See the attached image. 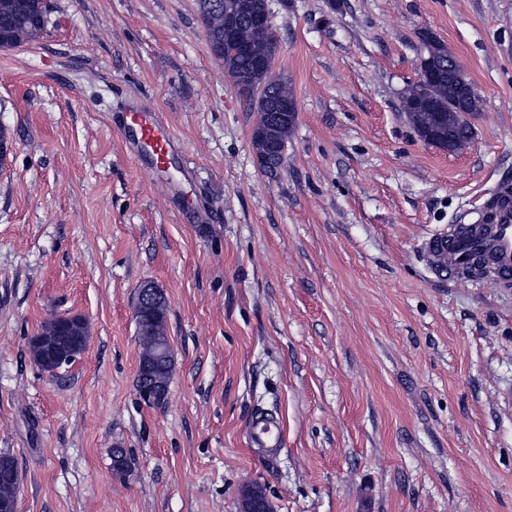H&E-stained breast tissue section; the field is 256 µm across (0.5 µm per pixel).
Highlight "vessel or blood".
<instances>
[{
  "instance_id": "b4317fda",
  "label": "vessel or blood",
  "mask_w": 512,
  "mask_h": 512,
  "mask_svg": "<svg viewBox=\"0 0 512 512\" xmlns=\"http://www.w3.org/2000/svg\"><path fill=\"white\" fill-rule=\"evenodd\" d=\"M125 145L138 162L158 171H166L179 147L160 113L128 103L124 109ZM431 269L448 277L462 276L471 259L477 255L492 258L494 270L512 277V185L498 186L489 197L483 215L454 240L439 235L427 243ZM253 447L274 454L281 450L283 437L277 421L266 414H256L248 427Z\"/></svg>"
}]
</instances>
